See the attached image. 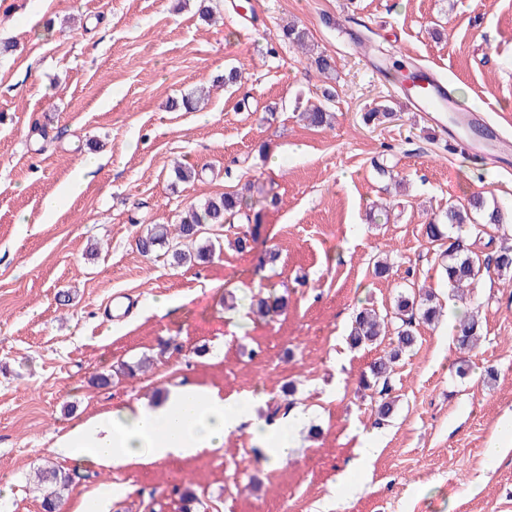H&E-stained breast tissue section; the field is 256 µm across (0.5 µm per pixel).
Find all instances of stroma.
<instances>
[{"label":"stroma","instance_id":"35a3bbf8","mask_svg":"<svg viewBox=\"0 0 512 512\" xmlns=\"http://www.w3.org/2000/svg\"><path fill=\"white\" fill-rule=\"evenodd\" d=\"M291 21L308 30L307 50L281 38ZM320 53L329 72L311 63ZM397 60L512 121V0H0V512H43L32 477L48 464L70 477L64 512L105 487L109 512H181L186 489L205 512H512V445L485 455L512 413V288L479 285L473 352L457 350L450 320L417 326L382 427L358 381L383 350L347 343L361 303L389 312L415 285L452 303L441 247L424 234L449 201L512 200V172L449 150L414 110L390 75ZM232 67L241 81L214 86ZM201 85L211 95L198 110L172 108ZM328 89L332 125L308 126L300 112ZM380 104L395 120L364 124ZM90 154L86 190L44 218ZM178 162L198 180L176 181ZM235 191L247 216L210 261L175 268L139 252L151 225ZM382 256L390 271L378 278ZM271 293L287 309L252 315L253 296ZM115 294L131 301L118 321ZM146 356L151 370L124 374ZM101 373L110 385H94ZM288 382L318 433L299 431L275 467L244 429L191 458L112 471L55 446L184 384L261 394L264 418ZM374 429L370 481L338 488Z\"/></svg>","mask_w":512,"mask_h":512}]
</instances>
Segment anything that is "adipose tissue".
I'll use <instances>...</instances> for the list:
<instances>
[{"instance_id":"adipose-tissue-1","label":"adipose tissue","mask_w":512,"mask_h":512,"mask_svg":"<svg viewBox=\"0 0 512 512\" xmlns=\"http://www.w3.org/2000/svg\"><path fill=\"white\" fill-rule=\"evenodd\" d=\"M253 402L250 396L226 398L217 389L185 384L171 389L161 402H139L76 425L57 448L68 458L111 470L189 458L221 447L226 436L244 428L266 442L270 464H280L311 413L294 407L275 426L255 414Z\"/></svg>"}]
</instances>
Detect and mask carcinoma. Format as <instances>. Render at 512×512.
Instances as JSON below:
<instances>
[{
    "label": "carcinoma",
    "instance_id": "obj_1",
    "mask_svg": "<svg viewBox=\"0 0 512 512\" xmlns=\"http://www.w3.org/2000/svg\"><path fill=\"white\" fill-rule=\"evenodd\" d=\"M283 36L293 45L307 48L309 34L306 28L296 23L283 29ZM247 203L239 194L226 192L209 197L198 205H191L178 224H154L138 240V247L145 256L163 258L173 267L190 265L210 260L221 247L219 238L207 235L214 226L223 227L230 220L246 214ZM444 222L425 225V235L430 242L448 241V247L440 254L448 287L465 294L473 292L482 280L494 273L504 280L512 279V247L500 246L496 255L483 257L474 252L464 235L466 225L474 228L493 226L506 231L503 212L497 201H489L484 195H472L465 203H450L443 215ZM288 300L283 296L268 295L253 303L252 312L261 318H272L287 308ZM441 306L433 291L410 290L398 296L394 310L385 315L372 308L357 310L348 336L352 347L372 346L385 336H392V348L369 365V373L360 377L359 383L366 390L379 395L376 414L378 419L389 418L395 400L389 397L388 379L394 365L403 354L418 343L416 325L433 324L439 321ZM483 335V326L478 315L467 310L458 318L456 325V347L470 352L476 349ZM42 506L45 512H55L61 491L69 484L70 477L54 467H45L37 473Z\"/></svg>",
    "mask_w": 512,
    "mask_h": 512
}]
</instances>
